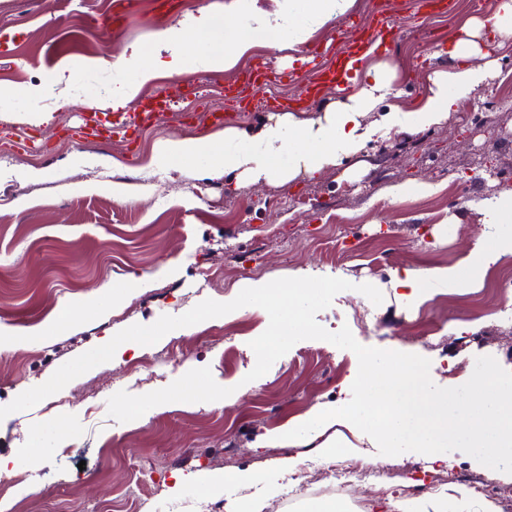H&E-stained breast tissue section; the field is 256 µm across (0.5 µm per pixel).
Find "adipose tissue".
Returning a JSON list of instances; mask_svg holds the SVG:
<instances>
[{
	"label": "adipose tissue",
	"instance_id": "ef3b65f1",
	"mask_svg": "<svg viewBox=\"0 0 512 512\" xmlns=\"http://www.w3.org/2000/svg\"><path fill=\"white\" fill-rule=\"evenodd\" d=\"M260 0H230L224 8L225 40L217 52L195 54L196 67L224 71L234 67L257 41L275 49L295 48L311 32L347 13L356 0H275L274 11ZM512 45V0H492L488 10L459 26L438 53L451 66L427 75V95L415 107L389 105L379 111L396 78L387 62L367 65L365 77H351L348 93L319 112H284L253 128L232 126L200 135L168 139L157 155L181 170L206 161L212 179L234 176L236 188L260 183L285 184L311 179L358 155L375 135L413 133L444 127L457 99L475 92L497 67V51ZM130 59L138 78L116 85L110 105L122 110L135 99L142 84L156 75L155 60L139 46ZM512 256V236H486L455 265L394 271L393 287L409 291L418 302L433 288H464Z\"/></svg>",
	"mask_w": 512,
	"mask_h": 512
}]
</instances>
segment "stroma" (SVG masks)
I'll return each mask as SVG.
<instances>
[{"label": "stroma", "instance_id": "35a3bbf8", "mask_svg": "<svg viewBox=\"0 0 512 512\" xmlns=\"http://www.w3.org/2000/svg\"><path fill=\"white\" fill-rule=\"evenodd\" d=\"M115 0H0V85L23 86L27 95L0 103V127L28 128L45 149L32 156L0 144V324L28 330L60 308L81 305L102 285L115 292L103 310L87 315L26 348L0 352V406L43 384L62 364L94 348L100 339L134 324L150 325L163 315H180L199 302L230 295L245 280H260L309 267L351 282L316 316L331 332L349 327L362 345L413 353L431 364L448 361L473 372L477 357H494L512 372V297L499 280L512 273L505 258L467 288L430 293L421 305L395 296L388 283L394 270L455 264L473 247L483 227L480 212L512 190V49L499 75L453 110L444 130L374 139L362 153L356 179L344 167L313 179L235 189L205 178L201 169L177 172L156 162L154 147L175 137L219 129L209 112L219 106L230 126L257 127L271 109L259 100H287L300 92L289 75L270 85L247 82V72L265 62L310 76L314 65L332 64L359 32L388 19L401 34L398 52L377 50L402 75L388 103L418 104L427 93V73L441 66L438 44L474 15L472 0H447L442 12L420 0H356L354 9L325 24L293 53L257 45L226 72L203 74L192 49H155L157 32L206 10L224 12L225 0H136L116 11ZM120 18L106 27L112 13ZM158 51L160 61L184 60L182 71L160 69L144 84L130 112L165 88L181 89L186 112L162 111L126 140L80 136L77 116L87 101L106 102L114 85L136 80L134 68L111 66L131 46ZM237 97L228 101L225 89ZM34 112L48 123L27 125ZM408 179L431 182L433 193L396 200L387 190ZM116 184L136 187L128 202L113 199ZM459 223H452V216ZM152 283L133 299L123 290L131 276ZM382 288L373 305L357 287ZM264 321L242 308L230 321L214 318L176 331L139 352L101 364L39 404L0 420V456L18 462L20 483L7 497L10 512H236L243 485L263 490V512H282V482L302 471L322 449L261 448V437L278 432L316 404L336 408L351 399L358 372L356 355L322 340L296 343L234 405L200 403L158 407L144 422H117L107 400L118 391L145 394L168 386L194 368L210 367L224 387L252 369L253 334ZM473 328L458 335L462 322ZM170 355L156 367L152 356ZM136 372H129L130 364ZM77 436L57 444L60 433ZM328 434L347 446L343 462L393 464L403 482L423 478L418 457L406 452L380 456L376 442L345 420ZM155 466L159 481L149 500L136 505L132 492L140 475L130 462ZM243 472L246 482L233 480ZM222 473L224 483L203 487L199 476ZM417 512H481L485 501L461 484L447 492L416 497Z\"/></svg>", "mask_w": 512, "mask_h": 512}]
</instances>
